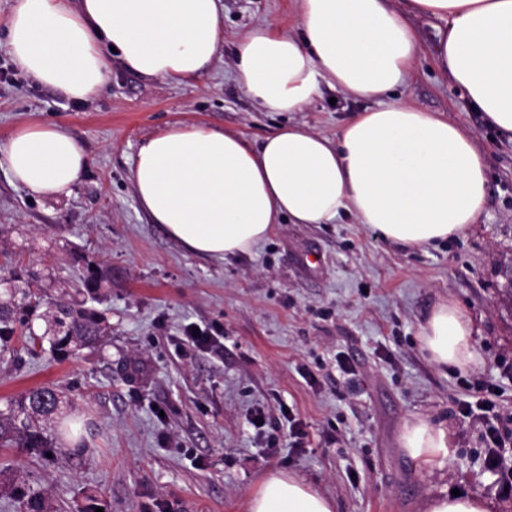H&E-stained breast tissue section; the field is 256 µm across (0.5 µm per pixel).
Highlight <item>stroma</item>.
<instances>
[{"label": "stroma", "mask_w": 512, "mask_h": 512, "mask_svg": "<svg viewBox=\"0 0 512 512\" xmlns=\"http://www.w3.org/2000/svg\"><path fill=\"white\" fill-rule=\"evenodd\" d=\"M220 5L224 47L197 79L149 81L116 58L101 94L79 102L20 73L0 80V147L17 126L44 120L90 159L73 194L52 199L29 194L0 159V267L42 271L31 289L55 299L76 297L85 260L112 270L98 349L0 366V406L55 385L86 423L88 446L81 457L0 448V512H23L26 496L44 512H246L273 470L315 486L335 512H423L455 488L490 512H512V483L484 462L483 420L457 414L468 380L496 383L499 406L512 411V139L435 68L428 50L439 21L414 19L427 53L385 101L440 113L474 135L489 176L475 224L408 251L343 212L331 224L278 225L249 254L188 253L138 205L130 169L142 139L179 122L256 144L290 122L333 138L368 107L323 82L301 111H263L235 76L236 50L261 22L294 32L296 0ZM310 254L320 264L307 263ZM447 298L483 351L463 370L439 369L419 347L423 319ZM189 326L212 343L193 345ZM288 411L308 447H292ZM414 415L447 427L453 448L442 467L419 470L400 448Z\"/></svg>", "instance_id": "stroma-1"}]
</instances>
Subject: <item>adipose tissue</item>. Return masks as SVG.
<instances>
[{"instance_id":"ef3b65f1","label":"adipose tissue","mask_w":512,"mask_h":512,"mask_svg":"<svg viewBox=\"0 0 512 512\" xmlns=\"http://www.w3.org/2000/svg\"><path fill=\"white\" fill-rule=\"evenodd\" d=\"M441 21L430 53L486 123L512 136V0H298L297 34L253 26L235 72L272 112H297L319 83L381 99L422 51L414 18ZM6 50L25 75L69 99L103 90L112 57L149 80L180 84L208 69L224 45L218 0H14L0 21ZM31 195H71L88 167L82 145L54 122L17 127L0 149ZM488 173L474 138L438 113L390 104L347 121L336 138L287 125L259 145L204 123H176L144 139L134 156L136 199L188 252L225 259L251 252L276 224H328L341 212L402 248L424 249L475 223ZM460 304H433L420 349L439 368H467L482 354ZM399 442L422 469L448 457V430L407 419ZM247 512H334L312 485L283 471L264 476Z\"/></svg>"}]
</instances>
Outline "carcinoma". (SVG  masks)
<instances>
[{
  "label": "carcinoma",
  "mask_w": 512,
  "mask_h": 512,
  "mask_svg": "<svg viewBox=\"0 0 512 512\" xmlns=\"http://www.w3.org/2000/svg\"><path fill=\"white\" fill-rule=\"evenodd\" d=\"M110 272L86 262L81 279L83 299L77 304L51 302L20 287L37 276L30 269H13L9 277L15 288L0 297V361L15 362L13 337L24 333L27 353L31 357L49 351L58 359L76 357L86 348L95 347L106 332L105 318L94 307L103 296L102 284ZM35 319L44 320L48 328L38 334L31 327ZM60 391L54 386H40L10 400L0 409V448H53L56 436L45 429L62 414Z\"/></svg>",
  "instance_id": "cac0c4a2"
}]
</instances>
